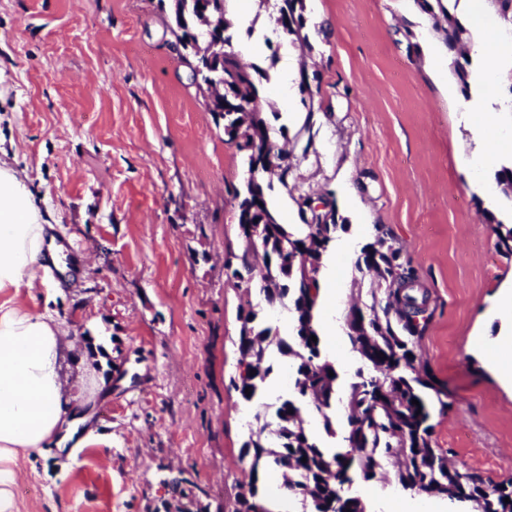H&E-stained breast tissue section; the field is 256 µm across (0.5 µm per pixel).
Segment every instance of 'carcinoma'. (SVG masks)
<instances>
[{
  "mask_svg": "<svg viewBox=\"0 0 512 512\" xmlns=\"http://www.w3.org/2000/svg\"><path fill=\"white\" fill-rule=\"evenodd\" d=\"M175 26V42L190 46L195 31L197 6L212 5L219 12L224 29V58L213 60L209 71L223 82L224 100L207 107L214 119L224 118V133L238 140V148L255 145L276 161V178L287 185L293 164L289 154L277 148L261 117L266 101L259 95L257 69L244 64L233 48L231 22L226 18L225 0H169ZM430 13L448 51L468 58L466 44L470 33L455 14L458 0H417ZM504 35L512 39V0H498L493 6ZM304 0H280L276 30L292 35L304 46ZM500 193L512 201V167L495 173ZM272 182H256L250 187L233 188L237 202L240 235L253 250V231H259L264 270L261 288L268 304H279L291 318L290 340L276 338L273 328L259 319L250 289L240 304L239 346L245 358L233 380L235 389L250 402L263 391L272 366L266 364L271 344L288 357L292 369L293 396L276 408L273 420L251 432L245 443L252 457L251 472L268 466L282 473V485L296 503H307L302 512H365V505L346 494L354 479L371 481L382 474L384 464L394 461L393 480L403 491L446 497L466 507V512H512V482L498 483L477 473L461 470L448 453L433 445L431 423L433 402L441 408L448 393L433 382L419 352L420 344L433 319L434 308L428 289L421 283L403 246L383 224L375 225V241L363 247L356 267L374 278L375 287L366 291L367 300L352 303L344 315L346 336L361 365L355 381L343 390L339 374L324 352L317 329L321 285L319 273L324 255L336 233L345 229L338 223L335 202H329L332 222L311 226L296 235L279 222L278 212L269 204L267 191ZM497 245L512 249V227L494 216ZM317 341H312V337ZM418 400L419 405L412 404ZM345 408L342 446L327 449L304 426L303 413L321 421L329 434L336 404ZM509 502H504V499ZM235 512H270L256 484L237 499Z\"/></svg>",
  "mask_w": 512,
  "mask_h": 512,
  "instance_id": "carcinoma-1",
  "label": "carcinoma"
}]
</instances>
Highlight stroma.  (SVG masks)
I'll list each match as a JSON object with an SVG mask.
<instances>
[{
	"instance_id": "stroma-1",
	"label": "stroma",
	"mask_w": 512,
	"mask_h": 512,
	"mask_svg": "<svg viewBox=\"0 0 512 512\" xmlns=\"http://www.w3.org/2000/svg\"><path fill=\"white\" fill-rule=\"evenodd\" d=\"M304 5L306 50L274 34L264 0H232V12L234 46L260 71L262 116L292 154L290 187L270 193L282 223L301 224L299 195L329 193L348 226L323 259L321 286L338 295L319 322L341 321L355 282L370 281L355 268L362 247L375 225L390 228L435 309L421 354L451 407L432 411L434 445L510 482L512 395L476 354L499 334L488 311L512 279V252L485 220L512 223L494 181L512 140H495V166L482 164L463 110L484 91L485 25L460 15L474 37L465 91L416 0ZM169 24L158 0H0V160L79 252L77 268L14 300L67 329L74 390L89 368L105 384L77 460L56 447L19 459V512H234L250 480L258 404L231 384L240 298L260 288L259 270L231 275L245 243L230 191L247 164L172 51ZM287 54L319 73L318 90L297 72L283 80Z\"/></svg>"
}]
</instances>
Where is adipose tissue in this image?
I'll use <instances>...</instances> for the list:
<instances>
[{"label":"adipose tissue","mask_w":512,"mask_h":512,"mask_svg":"<svg viewBox=\"0 0 512 512\" xmlns=\"http://www.w3.org/2000/svg\"><path fill=\"white\" fill-rule=\"evenodd\" d=\"M49 224L23 179L0 163V512H17V460L72 439L77 398L62 374L71 343L60 323L12 293L52 276Z\"/></svg>","instance_id":"adipose-tissue-1"}]
</instances>
